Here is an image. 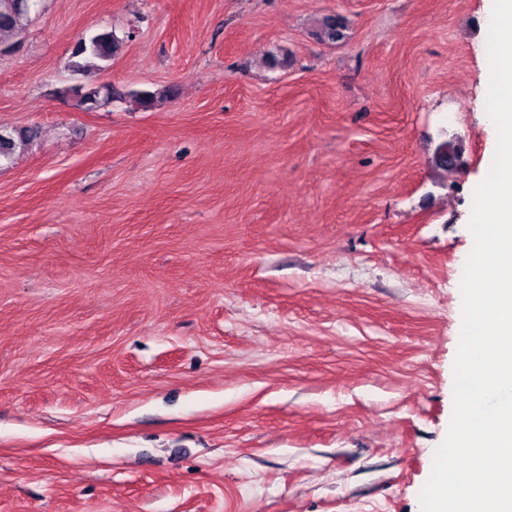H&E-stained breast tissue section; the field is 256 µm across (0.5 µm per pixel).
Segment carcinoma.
Wrapping results in <instances>:
<instances>
[{
  "instance_id": "cac0c4a2",
  "label": "carcinoma",
  "mask_w": 512,
  "mask_h": 512,
  "mask_svg": "<svg viewBox=\"0 0 512 512\" xmlns=\"http://www.w3.org/2000/svg\"><path fill=\"white\" fill-rule=\"evenodd\" d=\"M39 0H0V43L15 38L25 30L30 14ZM343 24L333 16L324 18L321 38L335 41L343 37ZM123 41L114 31L103 29L77 42L71 50V68L84 76L83 82L65 89L79 98L86 107H97L112 101V88L93 80L94 74L104 71L106 63L116 56ZM37 136L33 129L12 134L0 130V162L12 159L17 148L25 147Z\"/></svg>"
}]
</instances>
